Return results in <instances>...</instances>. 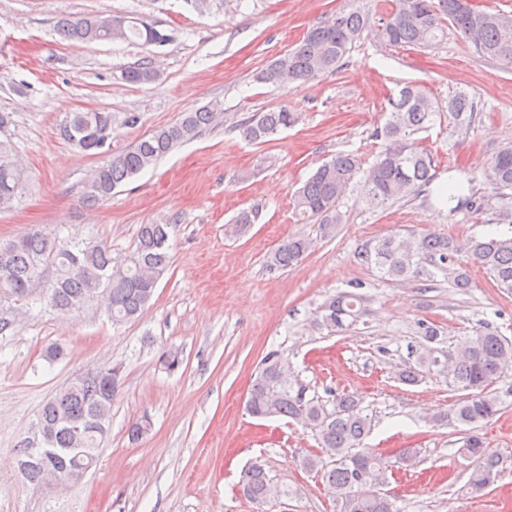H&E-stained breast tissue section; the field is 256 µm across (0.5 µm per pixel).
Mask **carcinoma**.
I'll use <instances>...</instances> for the list:
<instances>
[{
  "label": "carcinoma",
  "mask_w": 512,
  "mask_h": 512,
  "mask_svg": "<svg viewBox=\"0 0 512 512\" xmlns=\"http://www.w3.org/2000/svg\"><path fill=\"white\" fill-rule=\"evenodd\" d=\"M461 2L394 0L391 12L382 19L381 39L394 48H425L444 35L449 25L473 45L481 58L511 68L512 16L481 10L471 14L461 8ZM370 22L369 11L354 0L311 28L297 47L262 68L255 80L283 85L334 73ZM57 29L65 39L82 43L123 40L164 46L172 39L156 25L133 17L65 16L58 20ZM121 75L132 84L157 78L147 67H130ZM388 104V119L375 132L384 148L366 171L364 184L367 202L377 208L413 195L432 182L435 160L430 151L419 146L417 135L441 118L427 90L419 84H404ZM474 111V101L466 93L448 98V124L468 125ZM214 116L207 108L185 112L176 122L157 128L150 137L115 155L110 149V112H70L59 132L84 152L109 156L94 169L89 181L86 199L96 201L111 195L120 184L178 145L196 138L213 123ZM298 119V113L282 106L244 118L235 129L245 140L263 144L294 126ZM360 169L361 160L352 153H338L319 165L294 196L299 220L312 221L321 226L324 235H332L335 225L343 221L340 198ZM491 170L497 189H512V143L497 152ZM24 182L23 170L10 157L9 144L0 141V209L13 204ZM171 228L170 224L140 225L134 247L120 259L112 257V248L102 242L51 241L36 230L15 240L0 241V335L12 329L19 302L27 305L39 301L65 316L97 303L116 325L137 318L169 267ZM312 246V240L305 236L288 238L272 252L269 266L292 267ZM462 248L458 241L435 234L419 238L391 235L366 248L362 258L391 281L431 278L437 270L448 276L452 287L463 289L470 285V274L456 261ZM468 251L471 262L486 269L499 288L512 291V235L474 241ZM361 303L360 295L343 292L325 304L316 324L330 333H342L360 317ZM438 365L464 395L454 401L447 415H439L436 420L446 418L470 427L458 454L471 461L468 486L479 494L498 480L506 462L502 453L487 447L475 428L495 417L501 411L502 397L512 394V386L494 387L512 367V342L498 330L485 327L458 341L441 359L425 350L415 362L403 365L398 379L414 384L423 372ZM120 386L121 367L107 366L70 382L45 402L37 433L42 443L58 452L21 470L30 484L39 486L51 475L67 477L75 484L86 476L87 469L96 464L97 451L106 436L101 425H109ZM307 392L308 388L294 379L287 359L271 350L261 361L251 386L247 411L257 418L285 417L314 431L320 452L307 457L303 467L321 474L328 494L336 501L349 502L350 512H398L381 488L388 483L391 468L411 465L416 452L409 448L393 463L362 447L371 430V417L359 401L353 396H340L329 410ZM241 487L250 501L268 498L270 479L265 464H250L241 475Z\"/></svg>",
  "instance_id": "carcinoma-1"
}]
</instances>
